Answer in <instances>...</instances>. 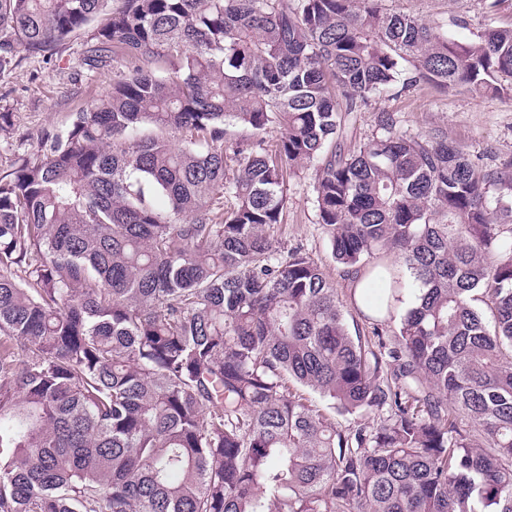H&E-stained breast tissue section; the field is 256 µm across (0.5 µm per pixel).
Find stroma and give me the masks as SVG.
Returning <instances> with one entry per match:
<instances>
[{"instance_id": "obj_1", "label": "stroma", "mask_w": 512, "mask_h": 512, "mask_svg": "<svg viewBox=\"0 0 512 512\" xmlns=\"http://www.w3.org/2000/svg\"><path fill=\"white\" fill-rule=\"evenodd\" d=\"M382 5L412 13L448 31L460 17L466 18L474 31L487 23L512 26V0H504L492 13L486 9V0H382ZM86 40V34L76 35L56 50L23 59L0 75V112L13 113L15 120L11 136L0 138V172L36 151L44 131L66 126L74 112L110 83V70H91L83 64ZM385 113L407 133L452 141L483 166L512 176V91L478 96L446 92L424 82L391 89L346 114L341 140L344 149H353L371 136ZM314 181L311 169L289 179L282 220L270 234L278 246L300 250L314 260L344 297L348 294L346 270L334 261L328 237L318 222Z\"/></svg>"}]
</instances>
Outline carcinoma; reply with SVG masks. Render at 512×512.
<instances>
[{"instance_id": "obj_1", "label": "carcinoma", "mask_w": 512, "mask_h": 512, "mask_svg": "<svg viewBox=\"0 0 512 512\" xmlns=\"http://www.w3.org/2000/svg\"><path fill=\"white\" fill-rule=\"evenodd\" d=\"M380 2L0 0V75L93 21L119 64L0 173V512H512V181L390 117L338 143L398 82L512 90V28ZM312 166L335 261L419 287L391 347L270 237ZM293 388H294V390L297 389V392H299L300 394L303 395V397L306 399L307 404L311 405L312 408H314L316 410H320L322 413H324L330 417L336 418V423H339L342 426H347V425H352V424L354 425V421H359V422L361 421V423H367V422L372 423L373 422L372 416L371 417L364 416L362 418H359L358 420L357 419L354 420L353 417L338 415L337 413H334L333 410L327 408L326 403L321 399V397L318 394L313 393L305 388H301L298 386H295Z\"/></svg>"}]
</instances>
